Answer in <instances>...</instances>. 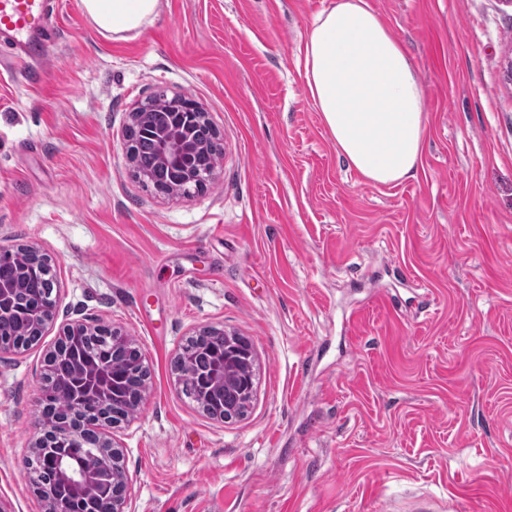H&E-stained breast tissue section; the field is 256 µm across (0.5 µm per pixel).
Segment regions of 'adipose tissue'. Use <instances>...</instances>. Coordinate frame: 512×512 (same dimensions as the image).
<instances>
[{"mask_svg": "<svg viewBox=\"0 0 512 512\" xmlns=\"http://www.w3.org/2000/svg\"><path fill=\"white\" fill-rule=\"evenodd\" d=\"M115 41L139 35L160 0H82ZM306 90L338 155L365 182L393 186L415 177L428 138L426 91L403 45L367 0H334L306 35Z\"/></svg>", "mask_w": 512, "mask_h": 512, "instance_id": "obj_1", "label": "adipose tissue"}]
</instances>
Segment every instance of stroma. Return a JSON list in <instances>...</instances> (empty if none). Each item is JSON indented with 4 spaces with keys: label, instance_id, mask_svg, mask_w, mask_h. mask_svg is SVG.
I'll use <instances>...</instances> for the list:
<instances>
[{
    "label": "stroma",
    "instance_id": "stroma-1",
    "mask_svg": "<svg viewBox=\"0 0 512 512\" xmlns=\"http://www.w3.org/2000/svg\"><path fill=\"white\" fill-rule=\"evenodd\" d=\"M54 56L0 70V247L52 260L41 343L0 355V505L43 512L24 476L44 428L43 359L76 320L144 350L127 423L132 512H512V10L368 0L426 89L417 173L348 168L305 87L332 0H160L127 41L58 0ZM203 102L214 183L164 195L124 130L157 92ZM251 339L258 387L227 423L180 393L182 339Z\"/></svg>",
    "mask_w": 512,
    "mask_h": 512
}]
</instances>
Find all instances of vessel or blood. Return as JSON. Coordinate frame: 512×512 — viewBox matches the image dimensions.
Segmentation results:
<instances>
[{
    "label": "vessel or blood",
    "mask_w": 512,
    "mask_h": 512,
    "mask_svg": "<svg viewBox=\"0 0 512 512\" xmlns=\"http://www.w3.org/2000/svg\"><path fill=\"white\" fill-rule=\"evenodd\" d=\"M50 0H0V47L14 61L45 59L54 49Z\"/></svg>",
    "instance_id": "obj_1"
}]
</instances>
